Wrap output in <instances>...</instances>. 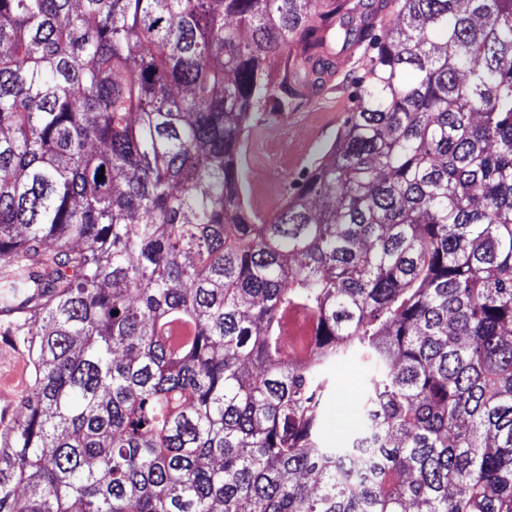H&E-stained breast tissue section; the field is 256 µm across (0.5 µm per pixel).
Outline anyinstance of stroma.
Listing matches in <instances>:
<instances>
[{
  "mask_svg": "<svg viewBox=\"0 0 512 512\" xmlns=\"http://www.w3.org/2000/svg\"><path fill=\"white\" fill-rule=\"evenodd\" d=\"M362 62V48L344 50L322 87L304 90L287 111L264 115L259 129L251 130L246 143L247 198H254L260 185L275 197L284 196L287 181L329 148L352 105L353 78ZM19 320L16 314L0 315V428L21 419L20 403L34 383L24 339L13 333ZM331 376L328 406L339 409L345 422H353L368 369L360 359L349 357L336 364Z\"/></svg>",
  "mask_w": 512,
  "mask_h": 512,
  "instance_id": "obj_1",
  "label": "stroma"
}]
</instances>
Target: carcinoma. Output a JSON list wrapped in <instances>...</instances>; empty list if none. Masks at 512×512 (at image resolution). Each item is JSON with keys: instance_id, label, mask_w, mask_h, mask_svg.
Returning <instances> with one entry per match:
<instances>
[{"instance_id": "obj_1", "label": "carcinoma", "mask_w": 512, "mask_h": 512, "mask_svg": "<svg viewBox=\"0 0 512 512\" xmlns=\"http://www.w3.org/2000/svg\"><path fill=\"white\" fill-rule=\"evenodd\" d=\"M336 46L353 105L260 215L259 110ZM0 266V512H512V0H0ZM22 316L0 315V430L22 417L20 403L33 389L25 336H12ZM331 376L333 390L328 403L329 412L336 417L337 406L345 422L353 423L368 369L360 359L349 357L336 363Z\"/></svg>"}]
</instances>
